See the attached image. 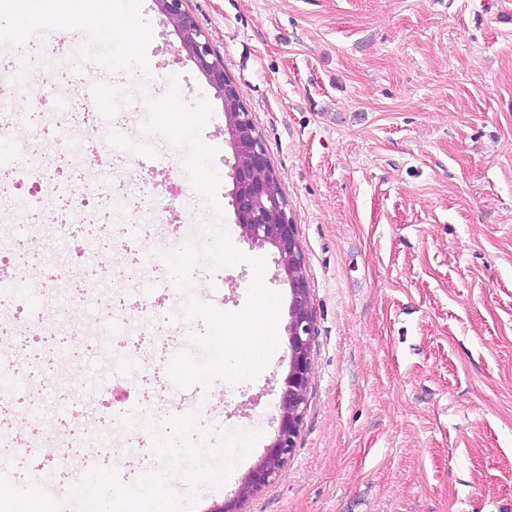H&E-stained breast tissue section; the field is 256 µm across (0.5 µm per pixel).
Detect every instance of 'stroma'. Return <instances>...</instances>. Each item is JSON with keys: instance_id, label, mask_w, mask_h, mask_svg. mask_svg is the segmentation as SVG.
I'll return each mask as SVG.
<instances>
[{"instance_id": "obj_1", "label": "stroma", "mask_w": 512, "mask_h": 512, "mask_svg": "<svg viewBox=\"0 0 512 512\" xmlns=\"http://www.w3.org/2000/svg\"><path fill=\"white\" fill-rule=\"evenodd\" d=\"M224 64L262 140L297 226L312 305V381L296 446L279 480L242 512H512V0H185ZM152 38V96L177 77L187 102L206 97L213 116L204 141L228 170L220 97L155 0H143ZM95 80L68 70L49 114L80 111ZM181 151L151 159L112 145L74 154L69 172L113 181L129 203L186 227L203 218L189 192ZM231 178L217 197L233 244L266 260L265 282L289 305L272 249L249 244L236 223ZM11 217L0 236L29 256L51 242L49 229ZM249 265L202 268L193 282L215 306L247 300ZM168 282L155 261L127 289L125 306L101 291L79 312L111 316L110 335L61 358L10 341L22 373L51 361L49 400L0 411L17 438L0 446V467L23 472L30 457L64 485L58 464L68 447L42 448L55 417L82 408L63 397L61 378L81 379L107 399L116 370L111 347L139 342L151 318L140 305ZM155 318L164 348L128 366L165 371L183 337L177 301ZM287 317L281 348L252 381L213 383L205 425L259 429L252 451L219 487L206 486L194 512L232 496L277 433L274 420L288 371Z\"/></svg>"}]
</instances>
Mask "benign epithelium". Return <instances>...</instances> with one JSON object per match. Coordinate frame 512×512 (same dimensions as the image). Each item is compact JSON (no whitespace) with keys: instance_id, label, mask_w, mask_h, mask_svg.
<instances>
[{"instance_id":"obj_1","label":"benign epithelium","mask_w":512,"mask_h":512,"mask_svg":"<svg viewBox=\"0 0 512 512\" xmlns=\"http://www.w3.org/2000/svg\"><path fill=\"white\" fill-rule=\"evenodd\" d=\"M159 11L175 28L179 46L197 66L219 97H224L227 74L224 64L212 57L202 30L185 9V0H155ZM224 134L233 151L230 177L233 201L242 237L252 245L275 249L279 255L278 272L288 283L291 302L288 334V372L278 405L277 434L264 454L242 477L234 496L208 512H238V504L274 482L295 448L300 432L307 394L312 379L310 288L304 258L298 242L297 225L288 215V205L268 183L272 166L265 147L256 135L247 112L227 113ZM250 155L247 165L238 163L242 152Z\"/></svg>"}]
</instances>
